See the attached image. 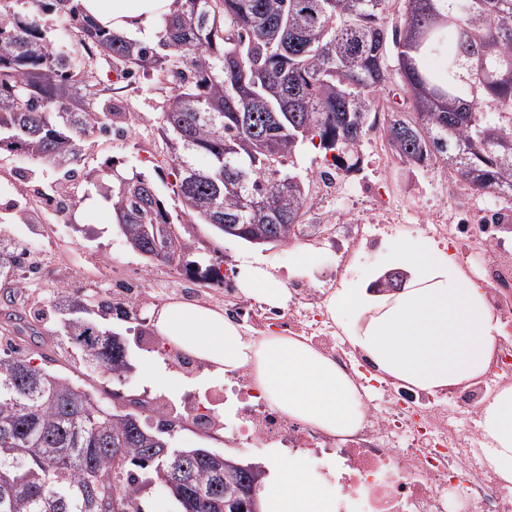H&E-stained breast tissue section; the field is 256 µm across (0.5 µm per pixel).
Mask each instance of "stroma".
Segmentation results:
<instances>
[{"label":"stroma","mask_w":512,"mask_h":512,"mask_svg":"<svg viewBox=\"0 0 512 512\" xmlns=\"http://www.w3.org/2000/svg\"><path fill=\"white\" fill-rule=\"evenodd\" d=\"M87 66L102 85L110 87L112 96L123 100L128 110L134 113L135 120L124 134H97L83 139L82 161L77 165L74 177L62 185L57 183L51 171L40 167L29 157L8 152L0 154V179L76 203L69 222L58 221L54 215L46 212L40 223L22 224L6 208L8 195L0 193V235L28 246L29 263L37 269L36 276L21 297L26 307L33 309H49L55 288L62 284L94 290L109 287L116 278H129L136 283L147 284L165 280L170 274L168 266H146L143 257L127 246L116 223L108 221L101 209L87 206L86 201L94 193L95 187L85 179L88 169L103 168L109 159L114 160L119 170L154 174L157 166L162 165L167 149L153 120L161 111L169 88L164 84L115 79L112 71L93 60L88 61ZM386 148L382 130L370 132L361 149L359 170L341 177L339 184L328 189L325 196L311 199L307 221L316 224L327 214L338 218L357 214L363 207L358 185L368 182L382 195L388 208L398 214L399 223L379 225L375 241L361 245L342 264L338 263L336 250L330 244L313 246L303 237L293 245L259 247V254L285 275L298 262L297 247L312 246L316 259L305 283L312 288L324 286L332 292L338 288L340 280L381 265V239L402 237V225H415V239L424 240L428 234L422 225L434 213L454 209L462 198L475 207L494 200L490 194L466 191L453 171L438 165L425 163L411 166L400 163L392 168L386 167ZM186 232L196 240L198 253L205 262L234 272L239 269L241 253L250 249L249 244L217 235L206 224L187 225ZM56 328V323L52 321L38 323L37 329L45 341L41 347L35 346L25 334H0V352L14 347L36 348L38 354L46 355L45 366L48 370L70 376L108 403L114 401L123 404L139 397L150 402L170 401L178 405L186 399L204 402L224 392L223 377L212 375L201 364L188 368L178 361L167 363V374L161 386L147 385L142 377V366L145 361L157 360L158 355L153 345L145 340L139 346L131 347L132 369L125 379L108 381L96 373L85 375L81 362L74 359L70 348L51 346L52 333ZM171 445L175 448H209L233 456L244 464L266 466L272 458L287 460L291 457L285 448H270L254 453L224 444L220 439L197 436L183 418L176 422Z\"/></svg>","instance_id":"1"}]
</instances>
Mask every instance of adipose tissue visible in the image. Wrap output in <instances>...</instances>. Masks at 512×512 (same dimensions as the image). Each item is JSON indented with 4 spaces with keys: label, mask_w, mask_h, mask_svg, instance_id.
<instances>
[{
    "label": "adipose tissue",
    "mask_w": 512,
    "mask_h": 512,
    "mask_svg": "<svg viewBox=\"0 0 512 512\" xmlns=\"http://www.w3.org/2000/svg\"><path fill=\"white\" fill-rule=\"evenodd\" d=\"M102 26L144 44L158 37L161 16L175 0H81ZM382 266L343 280L325 301L349 346L368 357L385 377L437 394L485 377L499 339L501 315L485 287L464 270L456 254L428 241L389 239ZM240 292L278 307L287 282L261 256L241 258ZM400 271V289L375 291L385 272ZM154 332L170 347L230 374L246 368L271 407L327 434L347 435L360 425L364 405L355 383L326 355L295 336L255 340L223 311L172 301L152 313ZM483 455L501 483L512 488V385L489 393L478 422ZM261 512H336V498L311 481L303 462H276L260 492Z\"/></svg>",
    "instance_id": "ef3b65f1"
}]
</instances>
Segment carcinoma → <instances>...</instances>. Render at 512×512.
Segmentation results:
<instances>
[{"label": "carcinoma", "mask_w": 512, "mask_h": 512, "mask_svg": "<svg viewBox=\"0 0 512 512\" xmlns=\"http://www.w3.org/2000/svg\"><path fill=\"white\" fill-rule=\"evenodd\" d=\"M30 5L26 15L19 2ZM160 37L141 44L91 21L80 0H0V150L74 176L79 142L132 122L119 100L91 84L85 62L48 40L40 13L71 25L88 58L121 75L165 80L172 93L157 131L175 178L170 209L158 185L113 173L105 188L129 246L149 264H177L207 281L219 267L191 256L181 219L252 245L297 238L312 197L294 172L310 143L346 173L377 127L374 96L396 68L404 118L388 113L384 135L405 162L429 159L471 191L512 199V0H177ZM444 55L431 70L426 57ZM208 163L200 167L196 158ZM236 225V232L225 225ZM25 251L0 236V286L25 287ZM54 339L108 380L128 372L129 349L112 342L116 317L146 335L128 302L68 285L56 289ZM3 322L30 327L26 307ZM141 414L108 406L20 348L0 354V512H142V471L171 484L174 512H224V461L209 448L170 446L160 407Z\"/></svg>", "instance_id": "obj_1"}]
</instances>
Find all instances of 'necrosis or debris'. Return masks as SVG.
I'll return each mask as SVG.
<instances>
[{"label":"necrosis or debris","instance_id":"obj_1","mask_svg":"<svg viewBox=\"0 0 512 512\" xmlns=\"http://www.w3.org/2000/svg\"><path fill=\"white\" fill-rule=\"evenodd\" d=\"M349 224L319 225L318 240L338 239L341 257H348L366 236L367 218L380 222L393 214L375 201ZM428 233L448 249L466 248L481 257L472 270L475 281L489 290L492 306L512 319V211L463 205L455 214H436ZM287 307L244 303L232 287L224 289V315L256 331L278 327L288 336H307L317 350L334 361L352 380L373 373L368 359L348 349L324 318V292L299 283L289 286ZM512 381V336L500 339L491 374L468 388L450 390L447 398L383 381L364 400L360 428L349 435L330 436L272 409L255 387L249 370L232 375L224 387L241 406L231 425L218 427L215 415L195 413L193 426L202 433L223 432L239 448H273L288 444L305 459H323L325 479L335 483L336 512H512V490L483 465L476 411L489 389Z\"/></svg>","mask_w":512,"mask_h":512}]
</instances>
